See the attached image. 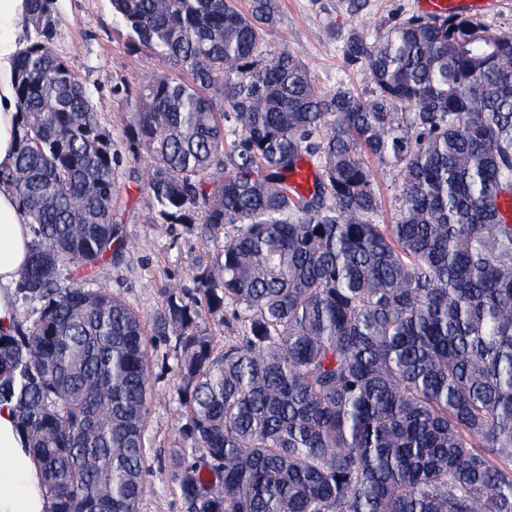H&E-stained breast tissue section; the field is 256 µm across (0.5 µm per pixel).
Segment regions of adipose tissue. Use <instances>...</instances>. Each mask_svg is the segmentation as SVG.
I'll list each match as a JSON object with an SVG mask.
<instances>
[{"mask_svg":"<svg viewBox=\"0 0 512 512\" xmlns=\"http://www.w3.org/2000/svg\"><path fill=\"white\" fill-rule=\"evenodd\" d=\"M28 0H0V170L17 151L14 59L21 49ZM30 231L10 187L0 186V327L17 320L14 289L29 257ZM38 462L14 412L0 406V512H48Z\"/></svg>","mask_w":512,"mask_h":512,"instance_id":"adipose-tissue-1","label":"adipose tissue"}]
</instances>
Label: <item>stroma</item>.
Returning a JSON list of instances; mask_svg holds the SVG:
<instances>
[{"mask_svg":"<svg viewBox=\"0 0 512 512\" xmlns=\"http://www.w3.org/2000/svg\"><path fill=\"white\" fill-rule=\"evenodd\" d=\"M57 53L90 91L101 129L123 158L113 199L116 217L127 231V246L118 265L99 271L100 283L119 295L145 320L160 309L167 288L193 289L192 276L203 263L215 261L219 239H204L198 224H156L144 189L143 160L129 149L127 128L134 110L114 86L134 87L157 72L180 76L166 58L131 51L127 32L112 14L110 0H56ZM283 21L268 37L272 47H286L308 68L319 89L345 79L356 90L371 82L369 72L348 65L340 51L350 30L383 31L395 15L417 13V0H369L359 14L346 12L342 0H281ZM153 390L147 427L149 490L139 512H180L170 472L163 460L182 424L178 378L166 343L152 357Z\"/></svg>","mask_w":512,"mask_h":512,"instance_id":"1","label":"stroma"}]
</instances>
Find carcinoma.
I'll use <instances>...</instances> for the list:
<instances>
[{"mask_svg":"<svg viewBox=\"0 0 512 512\" xmlns=\"http://www.w3.org/2000/svg\"><path fill=\"white\" fill-rule=\"evenodd\" d=\"M29 3L0 171L32 234L29 320L0 329V406L50 512H138L156 339L183 407L180 512H512V37L463 15L354 29L342 54L371 88L322 91L268 48L279 0H111L134 51L188 75L124 88L156 223L224 232L148 330L97 279L127 244L121 155L54 49L55 0ZM303 161L312 185L288 186Z\"/></svg>","mask_w":512,"mask_h":512,"instance_id":"obj_1","label":"carcinoma"}]
</instances>
